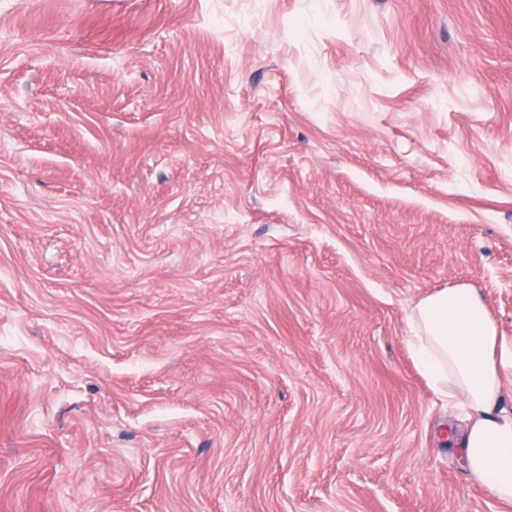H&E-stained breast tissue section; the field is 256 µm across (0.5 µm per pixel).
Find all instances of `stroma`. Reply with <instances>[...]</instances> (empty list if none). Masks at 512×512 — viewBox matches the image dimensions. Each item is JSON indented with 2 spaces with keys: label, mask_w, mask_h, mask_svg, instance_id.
I'll list each match as a JSON object with an SVG mask.
<instances>
[{
  "label": "stroma",
  "mask_w": 512,
  "mask_h": 512,
  "mask_svg": "<svg viewBox=\"0 0 512 512\" xmlns=\"http://www.w3.org/2000/svg\"><path fill=\"white\" fill-rule=\"evenodd\" d=\"M506 281L512 0H0V512H512L406 341Z\"/></svg>",
  "instance_id": "1"
}]
</instances>
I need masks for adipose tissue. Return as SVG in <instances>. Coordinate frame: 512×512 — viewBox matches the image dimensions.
Returning a JSON list of instances; mask_svg holds the SVG:
<instances>
[{
    "instance_id": "ef3b65f1",
    "label": "adipose tissue",
    "mask_w": 512,
    "mask_h": 512,
    "mask_svg": "<svg viewBox=\"0 0 512 512\" xmlns=\"http://www.w3.org/2000/svg\"><path fill=\"white\" fill-rule=\"evenodd\" d=\"M409 325L419 366L436 394L467 422L456 439L471 479L499 502L512 503V414L501 409L508 348L478 291L446 288L421 300Z\"/></svg>"
}]
</instances>
